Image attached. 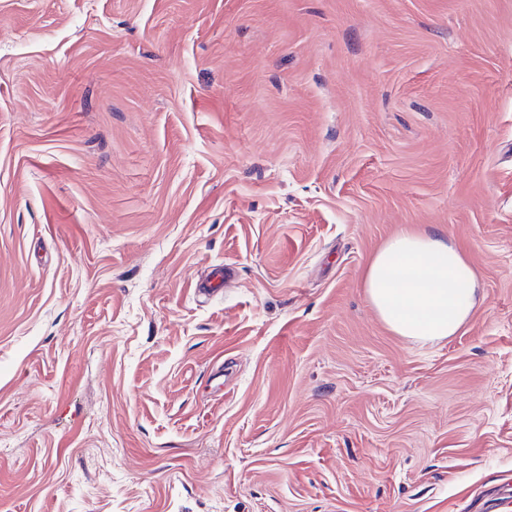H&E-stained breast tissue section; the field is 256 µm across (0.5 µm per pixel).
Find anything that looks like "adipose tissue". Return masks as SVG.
<instances>
[{"label":"adipose tissue","instance_id":"adipose-tissue-1","mask_svg":"<svg viewBox=\"0 0 512 512\" xmlns=\"http://www.w3.org/2000/svg\"><path fill=\"white\" fill-rule=\"evenodd\" d=\"M363 286L390 330L423 344L455 335L483 300L465 254L438 234L389 239L369 260Z\"/></svg>","mask_w":512,"mask_h":512}]
</instances>
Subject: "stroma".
<instances>
[{
    "label": "stroma",
    "mask_w": 512,
    "mask_h": 512,
    "mask_svg": "<svg viewBox=\"0 0 512 512\" xmlns=\"http://www.w3.org/2000/svg\"><path fill=\"white\" fill-rule=\"evenodd\" d=\"M405 231L481 281L436 344L363 287ZM508 489L512 0H0V512Z\"/></svg>",
    "instance_id": "35a3bbf8"
}]
</instances>
